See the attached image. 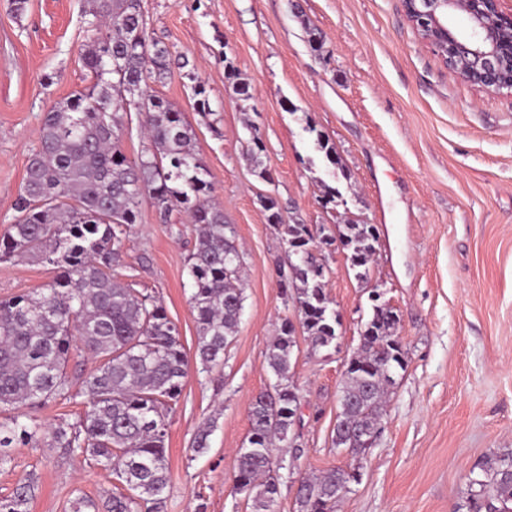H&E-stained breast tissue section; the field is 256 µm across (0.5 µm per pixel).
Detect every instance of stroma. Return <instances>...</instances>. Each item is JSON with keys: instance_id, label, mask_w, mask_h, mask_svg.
<instances>
[{"instance_id": "stroma-1", "label": "stroma", "mask_w": 512, "mask_h": 512, "mask_svg": "<svg viewBox=\"0 0 512 512\" xmlns=\"http://www.w3.org/2000/svg\"><path fill=\"white\" fill-rule=\"evenodd\" d=\"M147 31L170 51L154 94L183 112L206 163L213 196L243 257L244 308L223 364L203 370L187 258L196 226L179 210L161 221L142 200L116 270L158 298L188 359L170 416L172 476L165 512H253L232 488L235 453L247 444L249 404L273 377L266 352L284 318L279 264L287 245L259 196L285 220L336 232L341 216L376 225L378 252L359 281L343 252L317 253L326 293L343 325L335 347L299 341L294 381L305 407L298 453L283 449L273 512H297L301 475L361 467L338 512H465L468 479L512 448V98L464 82L420 40L401 0H140ZM86 0H0V234L38 142L43 117L90 80ZM204 83L209 116L196 109ZM336 149L331 166L315 145ZM264 144L265 177L248 151ZM340 191L323 208L321 182ZM52 266L0 262V299L42 288ZM399 317L407 367L391 387L384 430L361 461L331 435L347 363L370 314L369 288ZM211 425L209 448L191 445ZM36 479L28 512H73L119 490L111 471L58 448L13 449L0 498Z\"/></svg>"}]
</instances>
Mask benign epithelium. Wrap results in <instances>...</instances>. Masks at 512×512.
<instances>
[{
  "mask_svg": "<svg viewBox=\"0 0 512 512\" xmlns=\"http://www.w3.org/2000/svg\"><path fill=\"white\" fill-rule=\"evenodd\" d=\"M422 42L460 79L512 97V12L500 0H401ZM462 14L468 29L451 19Z\"/></svg>",
  "mask_w": 512,
  "mask_h": 512,
  "instance_id": "7a95c632",
  "label": "benign epithelium"
}]
</instances>
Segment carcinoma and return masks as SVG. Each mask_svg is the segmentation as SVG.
Wrapping results in <instances>:
<instances>
[{
  "instance_id": "1",
  "label": "carcinoma",
  "mask_w": 512,
  "mask_h": 512,
  "mask_svg": "<svg viewBox=\"0 0 512 512\" xmlns=\"http://www.w3.org/2000/svg\"><path fill=\"white\" fill-rule=\"evenodd\" d=\"M89 42L84 55L92 83L47 112L31 153L17 216L0 236V260L40 261L57 276L46 287L0 300V408L44 406L86 397L75 424L45 428L13 416L0 421V467L10 449L62 448L91 467L112 471L124 486L105 512H165L171 485L166 454L169 415L187 375L188 360L176 324L158 299L118 278L122 241L139 220L148 196L163 219L184 208L198 225L188 258L190 297L199 326L197 354L203 369L224 361L236 335L243 303L241 257L224 210L210 201V172L195 152L183 113L152 94L148 81L166 72L169 50L151 39L140 0H87ZM141 102L150 146L134 162L121 149L123 98ZM109 111H99L102 100ZM295 260L286 276L299 325L314 350L336 343V311L325 292L317 245L303 240L305 225L282 223L276 201L259 198ZM350 268L364 280L374 261L378 230L347 219L336 236ZM399 318L374 305L340 388L332 443L358 458L360 434L377 430L394 376L407 360L397 341ZM295 327L283 319L266 354L275 382L249 405L248 447L236 452L234 490L254 512H270L279 490L271 458L299 420L300 391L291 374ZM98 361L95 372L73 384L66 368L71 351ZM356 467H331L301 478L298 512H337L357 481ZM30 480L0 498V512H27ZM467 512H512V448L496 452L469 479Z\"/></svg>"
}]
</instances>
